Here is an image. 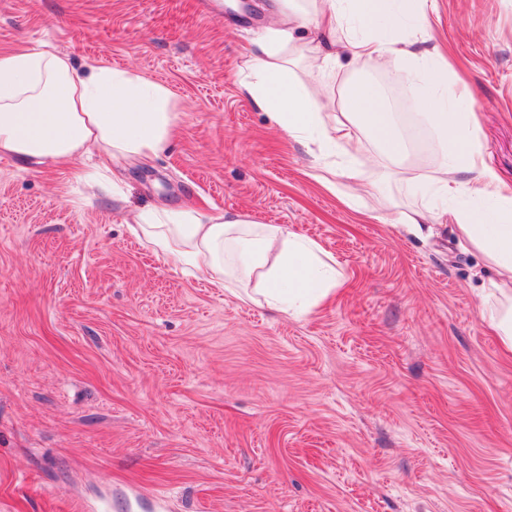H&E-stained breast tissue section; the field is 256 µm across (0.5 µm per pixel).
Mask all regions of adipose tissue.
Segmentation results:
<instances>
[{
	"label": "adipose tissue",
	"mask_w": 512,
	"mask_h": 512,
	"mask_svg": "<svg viewBox=\"0 0 512 512\" xmlns=\"http://www.w3.org/2000/svg\"><path fill=\"white\" fill-rule=\"evenodd\" d=\"M275 7L283 26L256 42L252 76L240 88L283 135L318 146L322 158L309 176L347 206L356 204L344 186L357 177L353 157L375 148L382 175L390 178L405 170L407 146L394 113L362 81L348 86L340 116L324 120L291 68L293 54L306 49L296 33L308 24L323 29L325 44L316 50L321 69L399 66L413 73L415 101L428 112L443 149L430 172L416 177L428 205L397 212L393 221L454 225L483 255L491 270L484 284L494 301L490 319L502 350L512 354V185L488 167L468 114L452 107L447 64L398 35L384 40L373 32L382 21L397 31L410 24L429 39L423 0H312L308 11L298 0H276ZM343 24L350 34L340 40L336 28ZM176 119L169 90L135 72L80 69L69 54L42 47L0 53V155L74 160L94 148L111 159L144 160L168 145ZM338 153L345 164L329 165L328 157ZM135 222L166 263L192 268L216 288L251 286L289 315L310 313L341 283L335 259L283 224L164 206L139 212Z\"/></svg>",
	"instance_id": "ef3b65f1"
}]
</instances>
